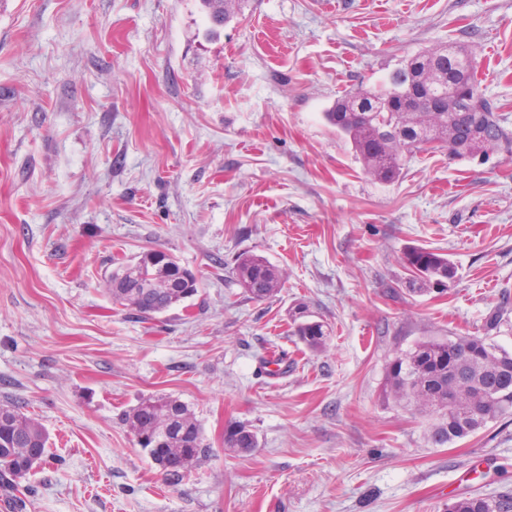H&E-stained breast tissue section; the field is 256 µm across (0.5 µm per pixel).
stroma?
<instances>
[{
	"label": "stroma",
	"mask_w": 512,
	"mask_h": 512,
	"mask_svg": "<svg viewBox=\"0 0 512 512\" xmlns=\"http://www.w3.org/2000/svg\"><path fill=\"white\" fill-rule=\"evenodd\" d=\"M472 46L512 117V0H0V403L45 427L24 512H443L512 494V420L451 446L383 396L418 340L479 334L512 302V155L407 156L374 180L323 114L414 53ZM448 255L444 294L407 295L409 246ZM173 254L189 309L112 304L116 258ZM282 271L269 300L232 272ZM307 302L313 353L288 334ZM167 395L209 452L166 485L122 422ZM258 446L225 448L224 426ZM207 7L211 21L216 25H223L224 22L238 13L239 4L242 0H202ZM234 272L240 286L254 301H263L282 287L281 272L265 258L249 251L237 255ZM308 305L304 302L298 303L291 312V319L294 324L293 336L313 353L322 351L331 336L327 324L321 321L306 319L309 317Z\"/></svg>",
	"instance_id": "1"
}]
</instances>
